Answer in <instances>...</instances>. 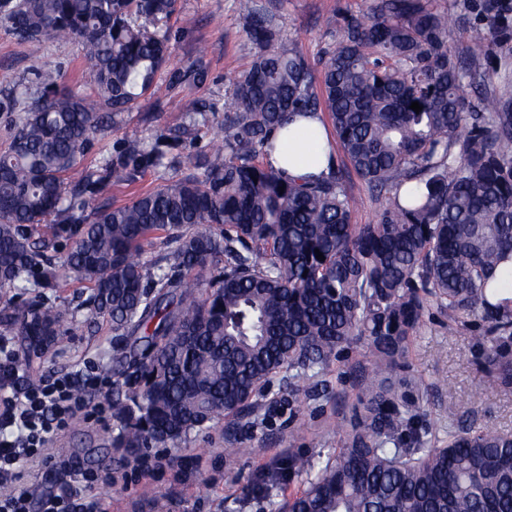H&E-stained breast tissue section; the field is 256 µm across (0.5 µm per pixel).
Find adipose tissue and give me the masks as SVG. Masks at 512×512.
Returning <instances> with one entry per match:
<instances>
[{"instance_id":"1","label":"adipose tissue","mask_w":512,"mask_h":512,"mask_svg":"<svg viewBox=\"0 0 512 512\" xmlns=\"http://www.w3.org/2000/svg\"><path fill=\"white\" fill-rule=\"evenodd\" d=\"M270 162L287 176L315 178L327 174L334 148L319 113L295 112L288 125L272 131Z\"/></svg>"}]
</instances>
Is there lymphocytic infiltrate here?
Here are the masks:
<instances>
[{"label":"lymphocytic infiltrate","instance_id":"f902f5d3","mask_svg":"<svg viewBox=\"0 0 512 512\" xmlns=\"http://www.w3.org/2000/svg\"><path fill=\"white\" fill-rule=\"evenodd\" d=\"M105 387L95 362L25 381L14 358L0 351V512H93L83 491L94 478L78 461L60 462L70 475L65 495H44L40 474L48 442L84 412L90 394Z\"/></svg>","mask_w":512,"mask_h":512}]
</instances>
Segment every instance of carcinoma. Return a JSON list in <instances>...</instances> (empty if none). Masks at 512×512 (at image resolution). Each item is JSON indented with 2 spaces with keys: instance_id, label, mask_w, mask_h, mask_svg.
Segmentation results:
<instances>
[{
  "instance_id": "1",
  "label": "carcinoma",
  "mask_w": 512,
  "mask_h": 512,
  "mask_svg": "<svg viewBox=\"0 0 512 512\" xmlns=\"http://www.w3.org/2000/svg\"><path fill=\"white\" fill-rule=\"evenodd\" d=\"M478 56L448 48V17L427 0H374L348 15L324 66L286 45L256 0H236L255 45L231 83L234 111L202 172L100 207L108 185L164 163L178 137L130 140L104 165L93 140L146 100L171 56L160 32L176 0H0V28L36 58L50 40L81 46L98 100L35 70L0 98L13 134L0 152V288L86 283L73 309L0 298V336L56 337L112 323V447L138 457L181 449L229 418L255 427L258 399L288 380V404L359 344L366 364L339 447L288 456L303 489L284 512H512V432L422 423L427 390L406 359L426 312L478 331L488 387L512 393V0H459ZM469 86L475 98L463 94ZM422 110L415 112L411 103ZM326 112L345 161L286 177L260 156L292 112ZM380 206L355 224L351 175ZM64 241L56 260L42 228ZM164 235L167 252L146 259ZM325 260L316 258L315 251Z\"/></svg>"
}]
</instances>
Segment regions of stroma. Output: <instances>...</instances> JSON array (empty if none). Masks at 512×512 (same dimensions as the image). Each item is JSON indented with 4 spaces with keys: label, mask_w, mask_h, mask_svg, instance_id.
Here are the masks:
<instances>
[{
    "label": "stroma",
    "mask_w": 512,
    "mask_h": 512,
    "mask_svg": "<svg viewBox=\"0 0 512 512\" xmlns=\"http://www.w3.org/2000/svg\"><path fill=\"white\" fill-rule=\"evenodd\" d=\"M236 0H178L177 10L166 23L172 56L156 82L161 97L150 99L126 114L123 123L98 136L84 158L95 165L114 147L130 139L148 140L169 131L183 143L184 164L146 172L136 184L108 186L97 204L120 206L137 193L189 173V158L208 157L212 141L224 121L230 98L229 78L247 69L255 53ZM288 42L295 44L310 63H317L335 46L347 14H368L373 0H258ZM61 69L67 84L87 98H94L86 64L77 42H48L40 58H32L26 46L0 30V95L30 78L36 64ZM196 100L205 107L210 122L192 125L184 103ZM478 347L473 332L449 329L448 320L429 311L412 339L407 361L430 391L426 421L438 436H446L449 422L488 423L512 431V393L488 389L477 366ZM104 364L116 357L112 328L108 323L76 324L45 355L34 359L29 370L36 379L71 363L80 369L84 358ZM360 356L345 353L326 374L324 396L311 401L300 416L302 433H290L287 407L272 411L264 430L239 428L236 436L260 441L263 450L227 457L223 428L193 439L180 462L169 459L167 449L155 448L138 459H128L112 447L111 410L91 411L71 425L53 445L97 476L86 493L107 512H280L285 498L300 487L299 478L285 469L289 455L312 454L339 445L336 418L354 400Z\"/></svg>",
    "instance_id": "stroma-1"
}]
</instances>
